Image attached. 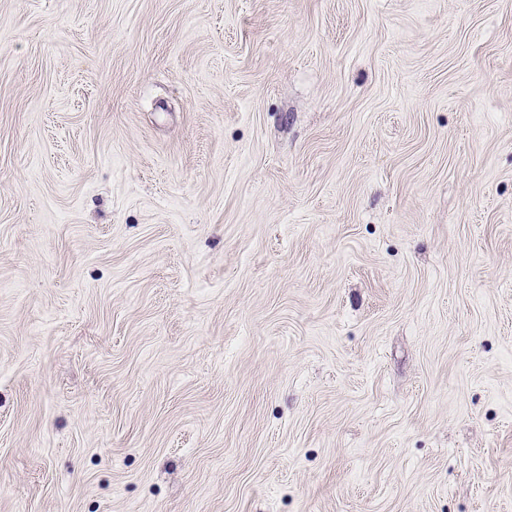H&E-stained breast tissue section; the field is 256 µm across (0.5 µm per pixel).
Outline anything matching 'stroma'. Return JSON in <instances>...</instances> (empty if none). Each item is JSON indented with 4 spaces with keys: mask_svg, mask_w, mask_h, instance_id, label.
Returning <instances> with one entry per match:
<instances>
[{
    "mask_svg": "<svg viewBox=\"0 0 512 512\" xmlns=\"http://www.w3.org/2000/svg\"><path fill=\"white\" fill-rule=\"evenodd\" d=\"M0 512H512V0H0Z\"/></svg>",
    "mask_w": 512,
    "mask_h": 512,
    "instance_id": "35a3bbf8",
    "label": "stroma"
}]
</instances>
